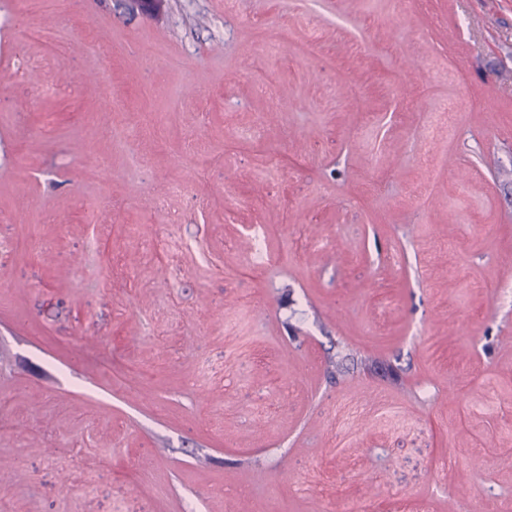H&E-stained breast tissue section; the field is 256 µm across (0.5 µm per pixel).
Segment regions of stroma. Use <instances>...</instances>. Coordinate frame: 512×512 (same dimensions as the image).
Returning a JSON list of instances; mask_svg holds the SVG:
<instances>
[{"label":"stroma","mask_w":512,"mask_h":512,"mask_svg":"<svg viewBox=\"0 0 512 512\" xmlns=\"http://www.w3.org/2000/svg\"><path fill=\"white\" fill-rule=\"evenodd\" d=\"M1 483L512 512V0H0Z\"/></svg>","instance_id":"1"}]
</instances>
